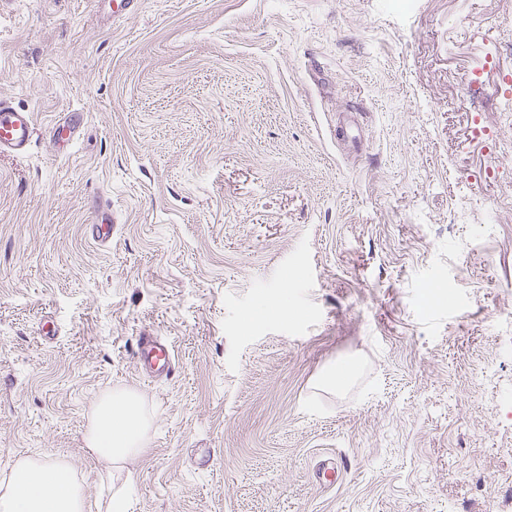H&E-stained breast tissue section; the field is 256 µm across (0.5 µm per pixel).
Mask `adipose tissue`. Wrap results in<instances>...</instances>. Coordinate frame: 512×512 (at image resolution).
I'll use <instances>...</instances> for the list:
<instances>
[{
	"label": "adipose tissue",
	"mask_w": 512,
	"mask_h": 512,
	"mask_svg": "<svg viewBox=\"0 0 512 512\" xmlns=\"http://www.w3.org/2000/svg\"><path fill=\"white\" fill-rule=\"evenodd\" d=\"M150 425L136 395L110 390L92 405L85 444L97 459L121 466L143 453ZM86 507L84 489L63 460L20 458L0 477V512H86Z\"/></svg>",
	"instance_id": "1"
}]
</instances>
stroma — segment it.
Listing matches in <instances>:
<instances>
[{
  "mask_svg": "<svg viewBox=\"0 0 512 512\" xmlns=\"http://www.w3.org/2000/svg\"><path fill=\"white\" fill-rule=\"evenodd\" d=\"M493 28L512 0H0V99L37 124L0 157V475L61 457L88 512H512V128L497 73L462 93ZM110 389L151 420L111 478ZM83 121L81 112H65L49 128V136L57 153L68 150L80 133ZM134 357L139 369L172 376L177 370V361L171 342L161 336L143 334L138 336ZM150 419L136 395L120 390L101 394L92 405L85 433L87 450L112 466H122L145 450Z\"/></svg>",
  "mask_w": 512,
  "mask_h": 512,
  "instance_id": "stroma-1",
  "label": "stroma"
}]
</instances>
